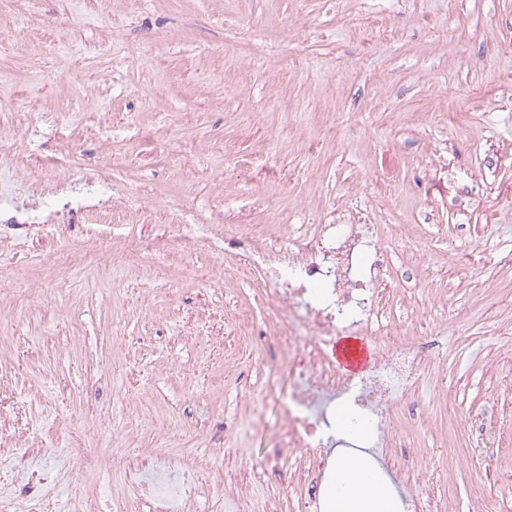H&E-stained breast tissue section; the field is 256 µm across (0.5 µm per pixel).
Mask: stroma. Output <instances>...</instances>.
<instances>
[{"instance_id":"35a3bbf8","label":"stroma","mask_w":512,"mask_h":512,"mask_svg":"<svg viewBox=\"0 0 512 512\" xmlns=\"http://www.w3.org/2000/svg\"><path fill=\"white\" fill-rule=\"evenodd\" d=\"M0 97L50 118L0 112L20 138L0 191L60 156L56 183L105 170L118 206L109 237L68 224L40 263L0 254V414L44 447L29 467L59 473L56 512H123L148 448L207 462L230 494L270 484L265 353L224 343L247 279L198 250L177 260L191 277L129 257L165 224L297 231L336 209L401 228L388 318L449 330L406 479L454 512L478 492L512 505V421L492 453L459 432L512 383V0H0ZM429 145L446 167L422 184ZM65 240L98 263L58 266Z\"/></svg>"}]
</instances>
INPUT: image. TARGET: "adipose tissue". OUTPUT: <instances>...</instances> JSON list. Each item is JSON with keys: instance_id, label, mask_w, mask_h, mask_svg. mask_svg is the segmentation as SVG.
I'll return each mask as SVG.
<instances>
[{"instance_id": "obj_1", "label": "adipose tissue", "mask_w": 512, "mask_h": 512, "mask_svg": "<svg viewBox=\"0 0 512 512\" xmlns=\"http://www.w3.org/2000/svg\"><path fill=\"white\" fill-rule=\"evenodd\" d=\"M328 512H402V505L362 452L342 450L332 467Z\"/></svg>"}]
</instances>
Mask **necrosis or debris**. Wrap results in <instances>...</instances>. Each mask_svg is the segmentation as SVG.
I'll use <instances>...</instances> for the list:
<instances>
[{
	"mask_svg": "<svg viewBox=\"0 0 512 512\" xmlns=\"http://www.w3.org/2000/svg\"><path fill=\"white\" fill-rule=\"evenodd\" d=\"M42 184L28 199L0 204V253L12 251L16 231L38 237L44 230L72 224L84 215L105 220L112 216V197L98 193L95 182L83 180L62 208L42 209ZM383 233L348 211L337 212L332 223L311 224L291 231L285 224H259L250 232L231 233L214 224L206 237L172 226L162 244L148 242L140 252L154 264L171 266L188 249L209 250L215 264L245 274L254 297L267 317L252 328L241 324L269 353L271 371H287L290 392L281 404L280 445L299 467L284 471L299 490L298 512H324L325 494L335 448L367 449L388 478L407 512H426L393 459L405 429L403 411L431 365L448 344V329L435 327L429 339L401 334L385 318L398 285L391 260L381 246ZM340 336L371 337L375 357L361 373L340 371L333 347ZM358 413L362 431L337 429L340 410ZM129 486L141 490L153 512H189L200 493L217 503L224 494L192 463L177 464L155 456L148 465L124 472ZM56 484L47 474L18 464L11 480L0 483V512H34L33 493L51 496Z\"/></svg>",
	"mask_w": 512,
	"mask_h": 512,
	"instance_id": "obj_1",
	"label": "necrosis or debris"
}]
</instances>
